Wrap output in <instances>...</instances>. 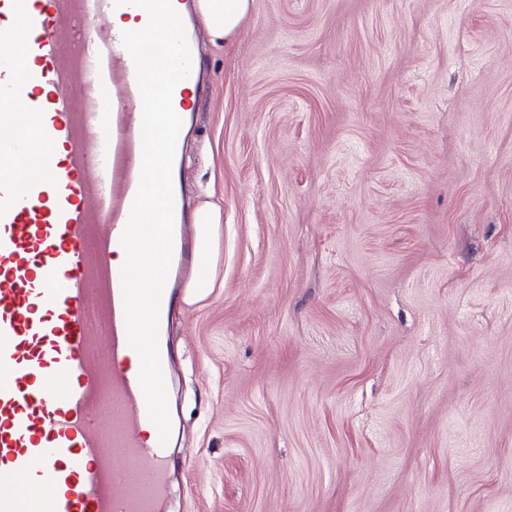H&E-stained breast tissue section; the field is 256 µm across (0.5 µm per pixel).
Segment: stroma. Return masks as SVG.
Listing matches in <instances>:
<instances>
[{"label":"stroma","mask_w":512,"mask_h":512,"mask_svg":"<svg viewBox=\"0 0 512 512\" xmlns=\"http://www.w3.org/2000/svg\"><path fill=\"white\" fill-rule=\"evenodd\" d=\"M177 179L162 512H512V0H253ZM207 199L194 214V224L205 226L210 224H220L223 221V207L219 200L214 198L213 193L205 191ZM188 240L189 239L185 231V224H174L173 257L161 300L159 336L161 335L165 316L170 306L171 289L177 284V274L180 267L188 260L189 257Z\"/></svg>","instance_id":"35a3bbf8"}]
</instances>
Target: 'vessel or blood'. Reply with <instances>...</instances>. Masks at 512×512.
<instances>
[{
    "label": "vessel or blood",
    "instance_id": "obj_1",
    "mask_svg": "<svg viewBox=\"0 0 512 512\" xmlns=\"http://www.w3.org/2000/svg\"><path fill=\"white\" fill-rule=\"evenodd\" d=\"M114 0H0V512H160L169 449L127 341L121 235L141 172ZM100 99L75 111L74 96ZM189 257L175 225L161 306Z\"/></svg>",
    "mask_w": 512,
    "mask_h": 512
}]
</instances>
